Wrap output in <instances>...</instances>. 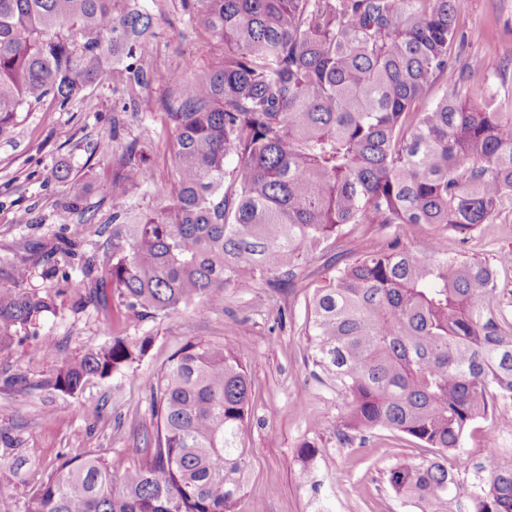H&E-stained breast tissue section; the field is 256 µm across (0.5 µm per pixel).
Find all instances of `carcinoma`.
Segmentation results:
<instances>
[{
	"instance_id": "1",
	"label": "carcinoma",
	"mask_w": 512,
	"mask_h": 512,
	"mask_svg": "<svg viewBox=\"0 0 512 512\" xmlns=\"http://www.w3.org/2000/svg\"><path fill=\"white\" fill-rule=\"evenodd\" d=\"M454 0H181L223 49L161 99L175 132L170 197L139 212L112 209L111 253L79 267L84 303L112 290L140 319L264 274L292 277L350 224H427L395 238L315 289L313 364L349 397L348 441L386 429L434 448L433 458L389 471L396 496L418 512H448L459 481L448 453L476 420L512 410V319L494 305L500 266L442 253L436 234L491 224L512 199V113L495 96H462ZM140 0H0V138L51 99L61 108L104 75L131 97L167 84L141 63L154 36ZM453 87L427 110L439 84ZM69 205L88 185L57 172ZM137 142L112 169L113 203L149 185ZM30 269L0 265V353L33 339L55 307L27 288ZM151 337L114 336L36 388L62 396L92 378L127 373ZM250 377L219 345L188 342L148 387L156 429L138 463L59 455L25 512H239ZM468 512H512V450L480 465Z\"/></svg>"
}]
</instances>
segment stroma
<instances>
[{"instance_id":"obj_1","label":"stroma","mask_w":512,"mask_h":512,"mask_svg":"<svg viewBox=\"0 0 512 512\" xmlns=\"http://www.w3.org/2000/svg\"><path fill=\"white\" fill-rule=\"evenodd\" d=\"M141 2L155 18V35L143 59L170 82L182 78L187 59L202 66L220 60L221 48L211 44L202 25L186 23L180 0ZM455 5L464 36L461 59L478 65L465 72L463 93L474 103L496 96L504 111L512 112V0H456ZM163 94V87L154 86L131 101L106 76L66 108L48 101L33 107L9 137L0 138V260L25 261L31 269L29 288L55 294L56 310L40 321V336L70 356L115 336L153 339L133 370L91 380L72 397L32 388L55 370L56 357L38 353L30 342L0 353V462L17 471L14 483L0 491V512H24L26 499L57 454H95L109 464L137 462L143 436L153 430L146 385L189 341L224 346L241 356L249 372L242 512H416L391 490L389 471L432 457V449L386 430L367 432L361 442L343 441L340 421L348 399L314 366L306 324L315 288L337 268L391 238L417 240L428 234L427 225H356L324 251L308 256L293 279L267 274L253 288L225 289L221 306L198 300L177 313L143 321L115 299L103 306L75 307L79 270H72L68 287L51 276L57 263L53 251L70 238L74 225L83 229L80 251L100 261L108 255L112 202L102 188L116 155L129 142L144 147L154 179L132 190L127 207L144 210L168 198L175 134L161 106ZM104 136L112 140V154L96 148ZM64 167L89 185L74 207L56 177ZM439 242L442 251L459 258L497 264L512 250V212L480 225L467 241L444 233ZM90 407L99 408V418L87 416ZM498 441L512 445V425L490 415L475 422L460 448L449 453L448 468L462 483L452 512H465L482 451ZM305 442L319 450L308 472L297 457Z\"/></svg>"}]
</instances>
